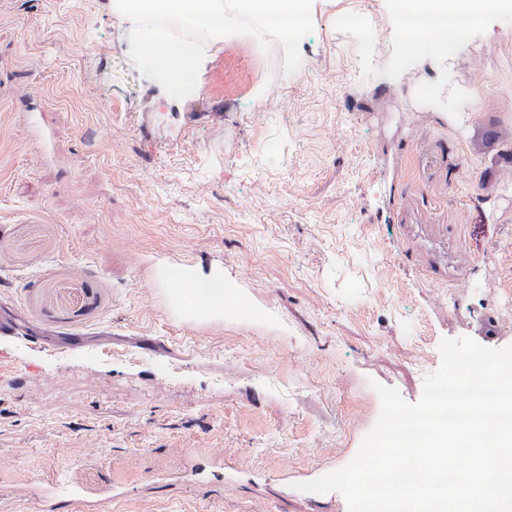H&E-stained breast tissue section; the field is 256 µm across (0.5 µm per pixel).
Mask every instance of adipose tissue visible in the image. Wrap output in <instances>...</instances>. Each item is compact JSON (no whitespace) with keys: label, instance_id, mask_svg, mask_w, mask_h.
Listing matches in <instances>:
<instances>
[{"label":"adipose tissue","instance_id":"ef3b65f1","mask_svg":"<svg viewBox=\"0 0 512 512\" xmlns=\"http://www.w3.org/2000/svg\"><path fill=\"white\" fill-rule=\"evenodd\" d=\"M498 0H414L408 11L409 22L404 28L403 43L408 59H415L420 51L434 55L447 52L448 48L462 45L479 22L484 12ZM469 16L466 25L448 23V14Z\"/></svg>","mask_w":512,"mask_h":512}]
</instances>
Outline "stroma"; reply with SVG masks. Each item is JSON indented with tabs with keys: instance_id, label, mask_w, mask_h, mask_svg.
<instances>
[{
	"instance_id": "stroma-1",
	"label": "stroma",
	"mask_w": 512,
	"mask_h": 512,
	"mask_svg": "<svg viewBox=\"0 0 512 512\" xmlns=\"http://www.w3.org/2000/svg\"><path fill=\"white\" fill-rule=\"evenodd\" d=\"M408 4L313 0L291 74L209 39L176 100L109 0H0V512L64 472L98 512H348L302 485L378 386L512 345V6L404 73ZM188 263L237 311L174 315Z\"/></svg>"
}]
</instances>
